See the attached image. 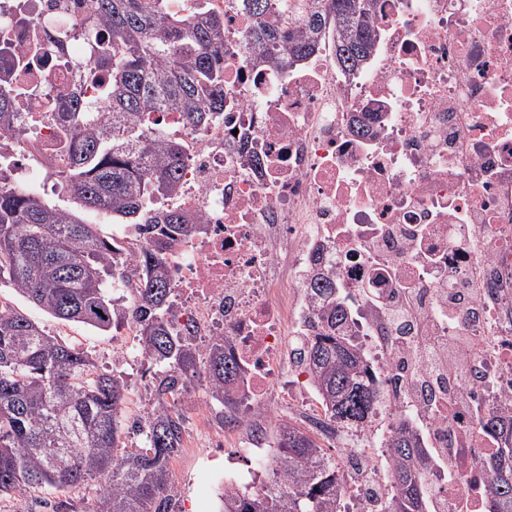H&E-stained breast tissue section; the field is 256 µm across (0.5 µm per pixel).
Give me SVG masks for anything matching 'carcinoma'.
Listing matches in <instances>:
<instances>
[{"label":"carcinoma","mask_w":512,"mask_h":512,"mask_svg":"<svg viewBox=\"0 0 512 512\" xmlns=\"http://www.w3.org/2000/svg\"><path fill=\"white\" fill-rule=\"evenodd\" d=\"M251 20L259 63L283 53L296 61L314 54L326 22L336 27V60L354 71L371 54L375 0H242ZM100 28L84 30L110 67L103 100L78 97L52 119L68 133L61 184L83 209L131 223L142 239L200 230L188 215L164 208L176 195L186 159L179 142L164 137L153 107L176 112L194 126L224 114V22L213 13L172 16L163 0H93ZM303 13L304 27L271 26L267 18ZM21 134L10 92L0 88V137ZM126 249L102 236L73 211L6 182L0 170V287L6 286L64 322L108 331L126 311L109 293ZM123 275L140 350L162 366L152 374L155 405L130 430L144 447H122V401L127 385L97 369L93 356L46 333L34 320L0 307V499L36 490L65 492L97 479L99 512H181L170 493V461L183 449L185 419L177 407L190 376L203 372L208 392L233 406L239 366L214 342L205 355L178 336L167 316L172 283L156 252L141 250ZM312 334L295 338L294 363L312 376L330 421L351 431L382 408L362 349L347 333V312L336 283L318 276ZM482 427L503 447L481 462L490 478L491 512H512V418L494 413ZM266 484L241 498H221L220 512H337L343 488L336 459L301 429L283 425ZM393 493L379 512H427L422 471L430 459L406 424L385 440Z\"/></svg>","instance_id":"1"}]
</instances>
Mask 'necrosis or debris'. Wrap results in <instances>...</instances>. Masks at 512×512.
<instances>
[{
	"mask_svg": "<svg viewBox=\"0 0 512 512\" xmlns=\"http://www.w3.org/2000/svg\"><path fill=\"white\" fill-rule=\"evenodd\" d=\"M208 7L224 17V115L201 129L164 116L188 154L168 205L201 229L155 250L174 330L202 351L223 339L240 367V454L274 456L257 437L278 415L273 389L300 409L311 395L310 373L280 354L315 321L309 283L321 273L384 401L352 437L315 420L344 450L343 512H373L370 492H390L391 461L373 439L403 422L432 456L434 512H488L479 461L501 442L479 421L512 416V0H376L374 47L352 72L337 64L335 27L302 64L260 65L244 10ZM93 18L90 0H0V48L19 61L0 83L27 127L0 140V156L34 157L50 182L65 150L51 107L92 98L97 66L82 37L58 53L42 27ZM395 314L413 322L414 343L392 336ZM427 336L443 370L424 389L414 375Z\"/></svg>",
	"mask_w": 512,
	"mask_h": 512,
	"instance_id": "4bbe7bcc",
	"label": "necrosis or debris"
}]
</instances>
